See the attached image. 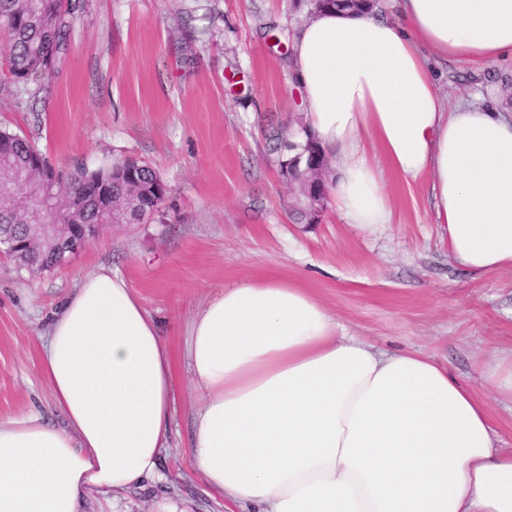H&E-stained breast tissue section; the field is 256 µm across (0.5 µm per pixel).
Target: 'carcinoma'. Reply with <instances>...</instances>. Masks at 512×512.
I'll return each mask as SVG.
<instances>
[{"instance_id": "cac0c4a2", "label": "carcinoma", "mask_w": 512, "mask_h": 512, "mask_svg": "<svg viewBox=\"0 0 512 512\" xmlns=\"http://www.w3.org/2000/svg\"><path fill=\"white\" fill-rule=\"evenodd\" d=\"M374 4L376 0H295L294 8L311 16L326 7L362 11ZM69 15L66 0H0L10 85L27 91L50 76L54 58L66 41ZM0 145L7 150L0 165L3 178L13 181L22 175L33 193L49 187L65 222L110 224L116 208L139 224L143 215L159 210L166 193L162 178L147 166L131 175L123 173L125 165L119 161L66 172L55 168L26 138L8 130L0 129ZM36 158L42 165L34 164ZM26 222L21 208L7 200L0 202V224Z\"/></svg>"}]
</instances>
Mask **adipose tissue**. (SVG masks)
Segmentation results:
<instances>
[{
    "instance_id": "obj_1",
    "label": "adipose tissue",
    "mask_w": 512,
    "mask_h": 512,
    "mask_svg": "<svg viewBox=\"0 0 512 512\" xmlns=\"http://www.w3.org/2000/svg\"><path fill=\"white\" fill-rule=\"evenodd\" d=\"M398 21L323 10L296 28L290 68L335 171L346 223L391 221L377 148L405 180L428 174L453 260L512 270V113L448 104L433 66L512 61V0H394ZM41 374L63 416L0 419V512H82L98 493L161 483L176 409L174 359L123 275L84 276L52 318ZM195 413L188 454L226 512H512V452L493 399L418 352L351 336L278 276L213 292L185 342Z\"/></svg>"
}]
</instances>
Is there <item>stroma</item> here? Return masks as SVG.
<instances>
[{"label":"stroma","instance_id":"stroma-1","mask_svg":"<svg viewBox=\"0 0 512 512\" xmlns=\"http://www.w3.org/2000/svg\"><path fill=\"white\" fill-rule=\"evenodd\" d=\"M69 48L38 97L0 88V128L26 137L53 164L96 168L134 159L167 184L160 212L108 227L62 266L36 273L0 254V419L52 413L40 372L48 321L81 278L121 273L156 321L175 360L178 397L167 485L119 500L88 498L84 512H157L164 496L189 512H225L187 454L191 417L184 359L188 324L216 289L267 275L302 283L337 333L384 353L416 351L446 364L490 399L499 446L512 448V409L492 401L484 370L512 353V270L476 276L457 266L436 222L427 179L384 171L391 221L364 232L325 208L318 224L288 217L278 177V132L303 119L281 44L293 0H71ZM449 99L500 107L512 88L488 86L512 63L436 67Z\"/></svg>","mask_w":512,"mask_h":512}]
</instances>
